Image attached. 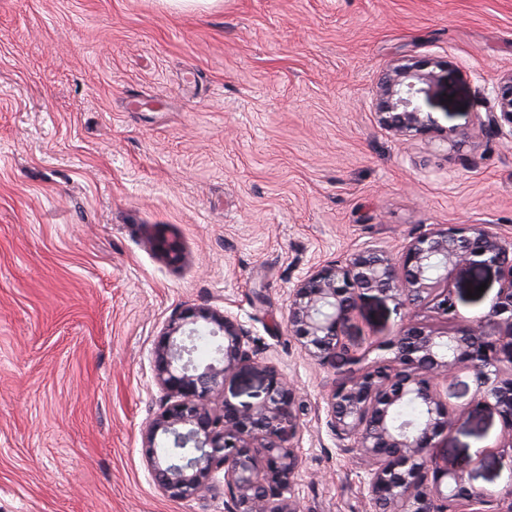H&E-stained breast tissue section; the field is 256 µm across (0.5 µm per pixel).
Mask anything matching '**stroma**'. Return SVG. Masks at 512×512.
<instances>
[{
	"instance_id": "35a3bbf8",
	"label": "stroma",
	"mask_w": 512,
	"mask_h": 512,
	"mask_svg": "<svg viewBox=\"0 0 512 512\" xmlns=\"http://www.w3.org/2000/svg\"><path fill=\"white\" fill-rule=\"evenodd\" d=\"M398 59L439 61L426 109L471 126L512 70V0H0V512H225L220 492L170 499L144 448L154 345L202 304L237 315L297 391L301 512H373L328 425L340 373L289 334L294 285L368 245L399 258L437 225L512 235V144L477 133L453 152L379 127L377 77ZM499 288L494 267L448 279L470 320ZM408 323L451 328L368 294L346 341ZM447 387L463 417L436 453L497 512L501 419L470 372Z\"/></svg>"
}]
</instances>
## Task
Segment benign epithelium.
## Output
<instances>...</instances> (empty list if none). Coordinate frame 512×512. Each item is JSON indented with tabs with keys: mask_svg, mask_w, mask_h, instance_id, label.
Masks as SVG:
<instances>
[{
	"mask_svg": "<svg viewBox=\"0 0 512 512\" xmlns=\"http://www.w3.org/2000/svg\"><path fill=\"white\" fill-rule=\"evenodd\" d=\"M437 75L415 62L398 61L379 77L373 107L378 124L399 136L435 133L458 149L470 137L442 131L423 110ZM494 107L475 127L512 143V71L493 86ZM482 264L501 273V287L478 320L460 316L447 291H439L459 266ZM385 298L422 306L430 301L455 327L435 332L417 324L384 346L391 357L366 362L343 339L345 323L361 298ZM288 330L322 365L342 367L328 397L329 423L342 446L356 454L367 474L375 512H465L486 494L463 479L467 464L433 452L436 438L456 421L440 385L469 371L483 389L477 403L492 406L508 431L512 452V239L483 225L432 228L412 237L392 261L370 246L343 263L302 276L291 292ZM216 342L206 363L193 358L195 341ZM155 380L163 398L145 433L151 473L175 500H204L223 473L227 512H300L292 496L299 459L295 389L259 357L251 331L235 315L205 305L188 306L168 321L153 351ZM256 371L265 397L239 406L224 397V380ZM414 403L420 418L397 422L396 409Z\"/></svg>",
	"mask_w": 512,
	"mask_h": 512,
	"instance_id": "obj_1",
	"label": "benign epithelium"
}]
</instances>
